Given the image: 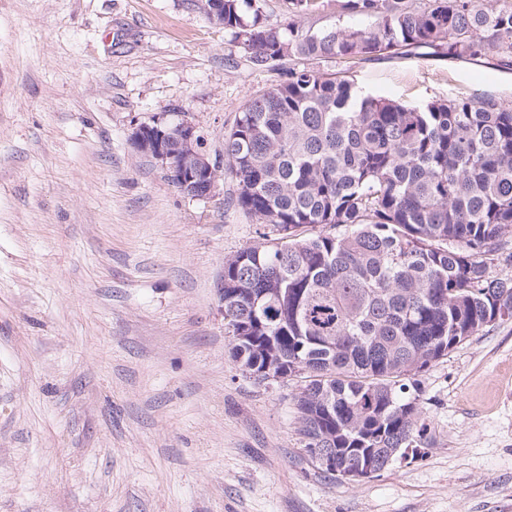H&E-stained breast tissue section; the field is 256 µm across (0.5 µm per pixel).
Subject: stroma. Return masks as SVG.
<instances>
[{
	"label": "stroma",
	"instance_id": "35a3bbf8",
	"mask_svg": "<svg viewBox=\"0 0 512 512\" xmlns=\"http://www.w3.org/2000/svg\"><path fill=\"white\" fill-rule=\"evenodd\" d=\"M205 0H0V512H512V319L420 374L427 447L317 469L299 378L259 383L224 328V259L265 225L183 194L131 134L188 118L224 162L260 69ZM407 104L492 96L485 58L314 61Z\"/></svg>",
	"mask_w": 512,
	"mask_h": 512
}]
</instances>
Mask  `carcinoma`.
Wrapping results in <instances>:
<instances>
[{"label": "carcinoma", "instance_id": "cac0c4a2", "mask_svg": "<svg viewBox=\"0 0 512 512\" xmlns=\"http://www.w3.org/2000/svg\"><path fill=\"white\" fill-rule=\"evenodd\" d=\"M374 25L265 24L262 0H224V28L258 68L382 55L512 63V6L336 0ZM238 206L274 236L224 260V327L242 371L304 372L307 452L334 479L383 471L428 442L417 376L512 319V106L362 96L302 68L252 97L224 134Z\"/></svg>", "mask_w": 512, "mask_h": 512}]
</instances>
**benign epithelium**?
I'll return each instance as SVG.
<instances>
[{
	"label": "benign epithelium",
	"instance_id": "obj_1",
	"mask_svg": "<svg viewBox=\"0 0 512 512\" xmlns=\"http://www.w3.org/2000/svg\"><path fill=\"white\" fill-rule=\"evenodd\" d=\"M178 128L182 141L180 152H174L168 146L167 123L158 121L152 126H139L133 131L132 137L140 151L160 162L170 178L185 177L188 182L194 184L196 192L190 194V197L210 198L216 194L223 174L198 146L200 136L197 134L196 125L188 119H183L178 122Z\"/></svg>",
	"mask_w": 512,
	"mask_h": 512
}]
</instances>
